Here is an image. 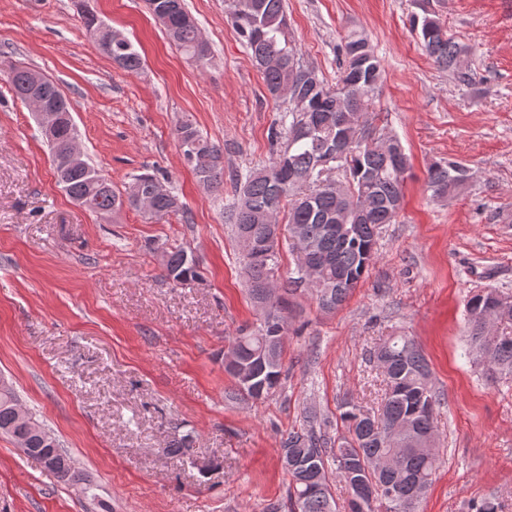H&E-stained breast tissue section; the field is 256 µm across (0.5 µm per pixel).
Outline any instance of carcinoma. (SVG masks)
<instances>
[{
	"label": "carcinoma",
	"instance_id": "obj_1",
	"mask_svg": "<svg viewBox=\"0 0 512 512\" xmlns=\"http://www.w3.org/2000/svg\"><path fill=\"white\" fill-rule=\"evenodd\" d=\"M224 12L244 40L251 61L262 73L272 98L285 99V111L274 122L271 140L276 146L268 165L233 177L239 183L237 200L230 206L238 241L248 240L251 249L240 255L249 297L265 318L238 330L229 339L224 355L252 369L254 380H243L236 368L224 366L233 378L230 400H264L283 384V345L288 336L289 296L306 292L319 309L332 313L341 307L377 260L382 230L397 221L404 198L405 172L392 164V149L402 147L399 138L378 127L375 100L384 83V69L369 39L352 31L340 46L336 84L330 85L318 71L304 64L288 39L286 0H224ZM168 37L189 57L204 61L211 54L197 20L184 0L162 22ZM419 41L436 66L457 76L463 84L471 74L460 67L462 47L439 19L414 18ZM99 49L127 72H138L141 55L129 40L112 45L95 39ZM12 91L27 102L34 69L8 63ZM44 99L66 115L56 138L48 143L54 169L70 147L74 128L70 106L58 85L45 79ZM176 146L196 176L212 187L222 183L223 151L204 137L193 122H181L175 132ZM467 169L449 161L432 163L427 171V190L434 199L459 191ZM96 170L85 159L65 171V191L77 203L94 212L138 208L136 197H150V220L160 221L184 206L174 205V193L154 194L159 178L149 173L133 176L127 190L118 193L107 183L93 181ZM290 233L303 230L305 255L296 258L286 284L279 285L282 246L278 227ZM165 276L187 285L198 278L193 254L182 247L162 252ZM485 289L466 301V333L469 352L487 361L486 374L512 376V314L503 325L511 340L485 332L482 315L488 297ZM387 379L383 403L376 414L355 405L341 406L339 418L347 435L329 436V421L308 416L281 441L280 458L297 464L287 470L288 512H336L331 491L333 480L347 481L346 472L356 469L363 480L392 484L401 495L387 502L382 512H420L417 492L431 486L438 470L437 448H425L426 438L438 442L436 414L440 395L432 382L429 363L416 341L405 334L389 337L371 354ZM22 407L14 389L0 385V432L25 444L27 456L37 459L61 482L88 494L91 481L60 444L50 445L45 427L29 416V428L18 418Z\"/></svg>",
	"mask_w": 512,
	"mask_h": 512
}]
</instances>
